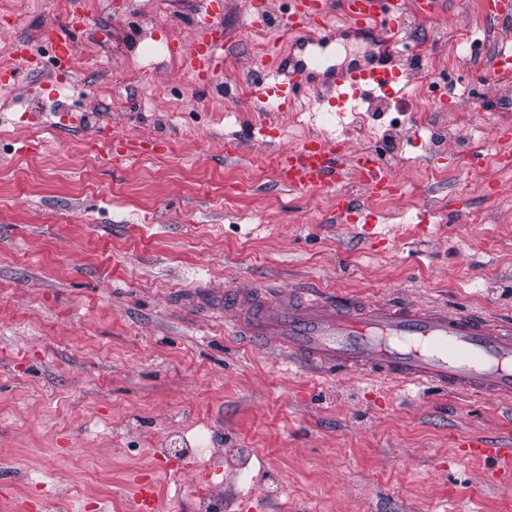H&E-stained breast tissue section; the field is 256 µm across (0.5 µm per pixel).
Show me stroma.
I'll list each match as a JSON object with an SVG mask.
<instances>
[{
  "mask_svg": "<svg viewBox=\"0 0 512 512\" xmlns=\"http://www.w3.org/2000/svg\"><path fill=\"white\" fill-rule=\"evenodd\" d=\"M197 2L0 0L29 47L0 89V512H117L138 476L156 478L164 512H198L203 498L212 512H512V487L488 481L493 463L457 459L450 442L512 434V398L311 374L224 326L225 288L253 283L512 314V170L487 158L473 186L465 151L471 135L512 125V112L484 108L512 97V82L476 86L474 58L456 50L469 33L492 55L496 22L482 0L411 17L425 51L412 97L369 123L401 111L450 138L436 152L422 136L397 145L341 128L354 152L405 156L392 168L401 192L372 200L354 174L299 192L264 164L269 147L322 134L291 129L290 113L260 111L251 94L267 48L287 41L288 0H265L263 30L246 0H219L203 33ZM70 10L81 16L70 73L34 72L52 55L47 28L68 30ZM215 35V69L135 66L148 44L180 52ZM107 136L153 149L105 164L87 146ZM234 137L241 155L228 162ZM340 193L378 213L371 244L362 223L333 221Z\"/></svg>",
  "mask_w": 512,
  "mask_h": 512,
  "instance_id": "stroma-1",
  "label": "stroma"
}]
</instances>
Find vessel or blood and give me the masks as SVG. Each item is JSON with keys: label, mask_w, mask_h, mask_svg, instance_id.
Instances as JSON below:
<instances>
[{"label": "vessel or blood", "mask_w": 512, "mask_h": 512, "mask_svg": "<svg viewBox=\"0 0 512 512\" xmlns=\"http://www.w3.org/2000/svg\"><path fill=\"white\" fill-rule=\"evenodd\" d=\"M288 48L267 57L256 101L266 112L311 97L326 103L337 118L374 99L400 102L411 84L406 26L411 13L431 15L441 0H338L339 17L326 0H292ZM487 14L500 21L498 48L490 77H512V9L502 0H484ZM371 36L367 59L334 62L333 54L351 37ZM54 69L68 68L74 43L53 37ZM217 44L192 48L191 68H211ZM268 160L280 183L296 190L332 187L354 172L370 195L389 197L401 190L392 169L377 156L352 155L346 142L317 138L296 148H271ZM224 320L247 343L290 365L326 372L382 377L421 391L429 388L469 392L485 398L512 397V321H494L479 312L441 310L400 301H367L339 293L331 296L258 283L224 291ZM463 457H483L497 466L490 481L512 484V439L458 434ZM133 512H161L157 485L137 479Z\"/></svg>", "instance_id": "obj_1"}]
</instances>
